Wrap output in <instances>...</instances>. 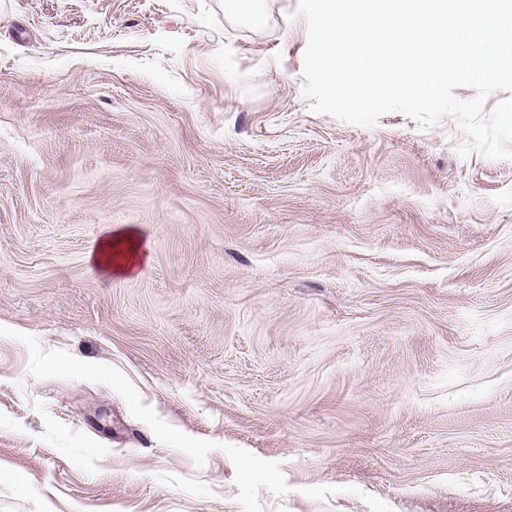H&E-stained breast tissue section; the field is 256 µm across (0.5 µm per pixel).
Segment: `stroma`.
I'll return each mask as SVG.
<instances>
[{"label":"stroma","instance_id":"35a3bbf8","mask_svg":"<svg viewBox=\"0 0 512 512\" xmlns=\"http://www.w3.org/2000/svg\"><path fill=\"white\" fill-rule=\"evenodd\" d=\"M296 8L0 0V512H512V159ZM145 252L134 229H124L102 239L91 259L93 263L109 274L125 275L142 261Z\"/></svg>","mask_w":512,"mask_h":512}]
</instances>
